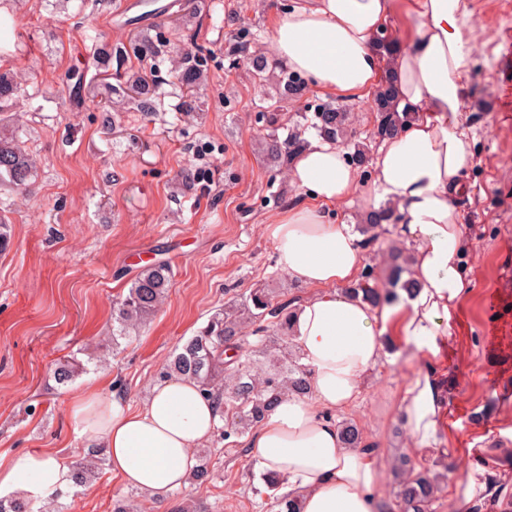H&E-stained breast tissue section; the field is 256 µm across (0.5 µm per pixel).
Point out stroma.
<instances>
[{"label":"stroma","instance_id":"obj_1","mask_svg":"<svg viewBox=\"0 0 512 512\" xmlns=\"http://www.w3.org/2000/svg\"><path fill=\"white\" fill-rule=\"evenodd\" d=\"M0 0V72L11 70L31 92L11 111L7 132L17 135L36 166L29 192L0 189V214L13 244L0 255V454L53 449L74 461L86 442L69 406L91 378L138 409L169 354L194 336L217 310L255 288L303 301L312 290L276 264L265 220L299 201L289 165L266 154L270 133L287 137L304 128L310 110L327 97L307 88L280 101V66L271 62L269 16L291 0ZM476 65L465 101L476 165L460 202L467 248L462 263L472 284L438 359L448 386V413L439 448L421 458L432 468L451 462L445 486L427 512H474L452 488L475 460L488 476L489 499L475 512L512 506V336L489 347L495 321L512 322V101L500 91L499 57L512 39V0H470ZM253 32L247 54L270 63L255 80L235 53L237 32ZM140 32L167 40L159 60L165 96L155 112H116L106 104L91 35L107 47L128 45ZM202 49L208 80L197 112L181 109L175 62ZM84 73L74 93L69 72ZM163 262L173 275L155 315L120 346L112 344V303L125 296L148 266ZM497 295V307L487 299ZM76 359L84 371L56 382L51 364ZM396 346L370 370L357 404L336 420L355 423L384 459L411 453L396 408L419 366ZM210 478L162 497L126 486L102 466L88 487L63 490L41 512H112L116 500L135 499L143 512H272L253 483L247 439L202 447Z\"/></svg>","mask_w":512,"mask_h":512}]
</instances>
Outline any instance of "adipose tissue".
<instances>
[{"label": "adipose tissue", "instance_id": "1", "mask_svg": "<svg viewBox=\"0 0 512 512\" xmlns=\"http://www.w3.org/2000/svg\"><path fill=\"white\" fill-rule=\"evenodd\" d=\"M398 20L405 35L388 67L376 40ZM472 34L467 0H297L270 20L280 66L344 101L367 100L392 76L400 108L412 114L372 156L370 181L342 145L309 139L290 171L301 202L265 225L281 271L314 289L297 307L293 326L311 389L306 398L284 397L250 446L260 486L299 493L302 512H379L382 456L345 447L334 415L353 403L386 340L405 343L425 361L397 409L413 448L426 452L439 440L447 396L433 362L471 292L460 264L465 236L457 200L475 165L463 112L475 66ZM355 195L374 208L393 205L401 217L417 286L397 303L375 306L344 291L365 252L350 225L326 223L322 208ZM70 417L91 447L106 449L123 483L150 496L185 483L195 449L220 422L212 398L182 375L153 386L135 411L89 384ZM71 482L66 459L0 455V497L39 502Z\"/></svg>", "mask_w": 512, "mask_h": 512}]
</instances>
